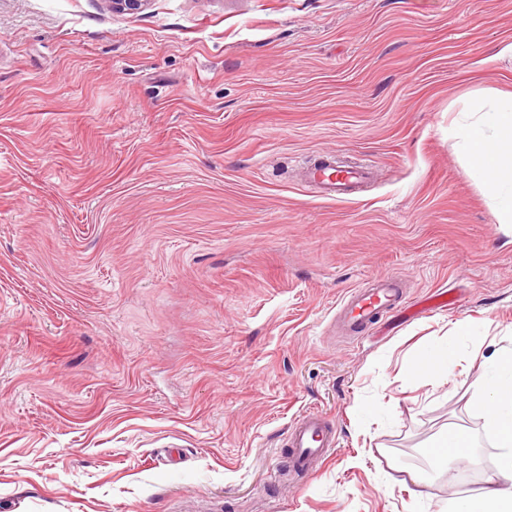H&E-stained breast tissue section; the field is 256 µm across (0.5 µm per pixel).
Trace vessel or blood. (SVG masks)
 Instances as JSON below:
<instances>
[{"mask_svg": "<svg viewBox=\"0 0 512 512\" xmlns=\"http://www.w3.org/2000/svg\"><path fill=\"white\" fill-rule=\"evenodd\" d=\"M372 172L364 166H332L327 157H320L307 170V184L325 191L333 198L355 193L369 181ZM404 302L402 283L397 276L385 275L369 286L352 290L342 300L336 313L340 329L349 336L362 334L378 315L389 313ZM292 450L291 463L301 475H308L313 463L337 446L336 431L316 411L299 415L288 435Z\"/></svg>", "mask_w": 512, "mask_h": 512, "instance_id": "obj_1", "label": "vessel or blood"}]
</instances>
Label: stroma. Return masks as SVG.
Returning <instances> with one entry per match:
<instances>
[{"label":"stroma","instance_id":"stroma-1","mask_svg":"<svg viewBox=\"0 0 512 512\" xmlns=\"http://www.w3.org/2000/svg\"><path fill=\"white\" fill-rule=\"evenodd\" d=\"M512 0H0V512H454L501 450L512 225L456 131ZM374 166L346 199L298 172ZM397 275L410 319L336 329ZM446 288L453 309L423 313ZM469 376L423 383L422 349ZM307 410L339 445L298 477ZM471 463L435 461L448 429ZM419 476L411 483L407 474Z\"/></svg>","mask_w":512,"mask_h":512}]
</instances>
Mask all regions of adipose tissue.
Returning <instances> with one entry per match:
<instances>
[{
	"instance_id": "1",
	"label": "adipose tissue",
	"mask_w": 512,
	"mask_h": 512,
	"mask_svg": "<svg viewBox=\"0 0 512 512\" xmlns=\"http://www.w3.org/2000/svg\"><path fill=\"white\" fill-rule=\"evenodd\" d=\"M487 105L482 121L460 126L459 134L469 166L497 201L498 223L512 224V97H491ZM474 388L485 429L502 453L483 493L459 499L457 512H512V349H502L490 360Z\"/></svg>"
}]
</instances>
